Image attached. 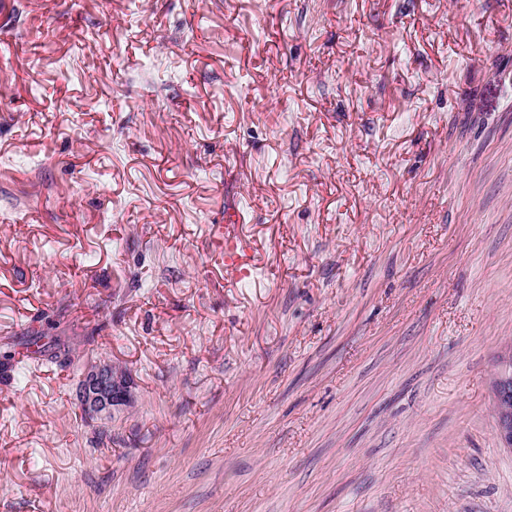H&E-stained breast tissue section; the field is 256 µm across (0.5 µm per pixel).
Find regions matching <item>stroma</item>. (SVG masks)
I'll use <instances>...</instances> for the list:
<instances>
[{
	"label": "stroma",
	"mask_w": 512,
	"mask_h": 512,
	"mask_svg": "<svg viewBox=\"0 0 512 512\" xmlns=\"http://www.w3.org/2000/svg\"><path fill=\"white\" fill-rule=\"evenodd\" d=\"M10 2L0 512H512V0ZM224 226L217 227V234L224 241L225 278L237 282L251 275L253 270L252 247L238 231L244 217L238 211L227 213ZM493 411L497 435L504 448L512 449V350L503 357L493 385ZM112 366H101L90 370L82 380L79 401L89 417L102 418L112 415Z\"/></svg>",
	"instance_id": "obj_1"
}]
</instances>
